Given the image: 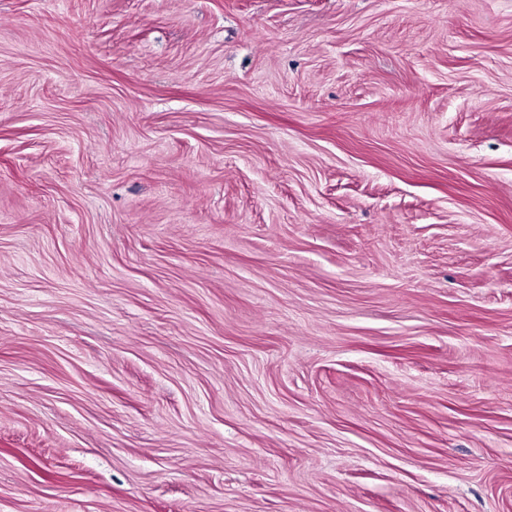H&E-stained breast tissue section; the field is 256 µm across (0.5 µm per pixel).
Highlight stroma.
<instances>
[{
	"mask_svg": "<svg viewBox=\"0 0 512 512\" xmlns=\"http://www.w3.org/2000/svg\"><path fill=\"white\" fill-rule=\"evenodd\" d=\"M0 512H512V0H0Z\"/></svg>",
	"mask_w": 512,
	"mask_h": 512,
	"instance_id": "1",
	"label": "stroma"
}]
</instances>
